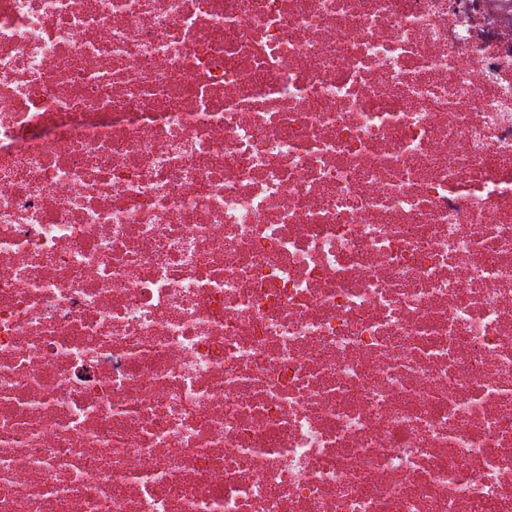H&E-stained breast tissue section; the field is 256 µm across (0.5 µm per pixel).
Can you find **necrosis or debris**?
Wrapping results in <instances>:
<instances>
[{
  "label": "necrosis or debris",
  "mask_w": 512,
  "mask_h": 512,
  "mask_svg": "<svg viewBox=\"0 0 512 512\" xmlns=\"http://www.w3.org/2000/svg\"><path fill=\"white\" fill-rule=\"evenodd\" d=\"M0 512H512L505 0H0Z\"/></svg>",
  "instance_id": "4bbe7bcc"
}]
</instances>
